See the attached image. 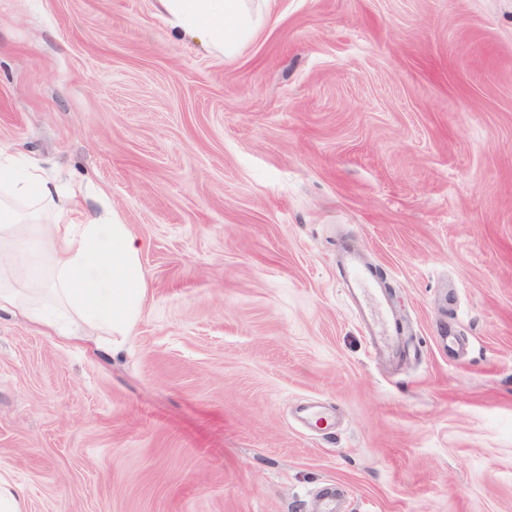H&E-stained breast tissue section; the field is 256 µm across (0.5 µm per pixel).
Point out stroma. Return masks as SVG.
<instances>
[{"label":"stroma","instance_id":"obj_1","mask_svg":"<svg viewBox=\"0 0 512 512\" xmlns=\"http://www.w3.org/2000/svg\"><path fill=\"white\" fill-rule=\"evenodd\" d=\"M0 143L107 197L146 274L125 336L0 314L25 512H312L336 483L344 512H512V0H268L232 57L155 0H0ZM345 291L359 293L363 297L371 298L375 307L371 310L368 328L374 337L375 350L384 354H399L405 352V346L400 334L391 327L390 317L384 298L378 289L373 274L362 266L360 262L352 259L347 267L345 279L342 282Z\"/></svg>","mask_w":512,"mask_h":512}]
</instances>
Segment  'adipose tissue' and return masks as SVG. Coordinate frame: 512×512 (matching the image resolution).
Wrapping results in <instances>:
<instances>
[{
  "instance_id": "ef3b65f1",
  "label": "adipose tissue",
  "mask_w": 512,
  "mask_h": 512,
  "mask_svg": "<svg viewBox=\"0 0 512 512\" xmlns=\"http://www.w3.org/2000/svg\"><path fill=\"white\" fill-rule=\"evenodd\" d=\"M266 0H156L178 32L234 54L263 24ZM84 184L21 166L0 143V313L61 336L87 326L125 333L145 294L140 243L110 206L85 205Z\"/></svg>"
}]
</instances>
